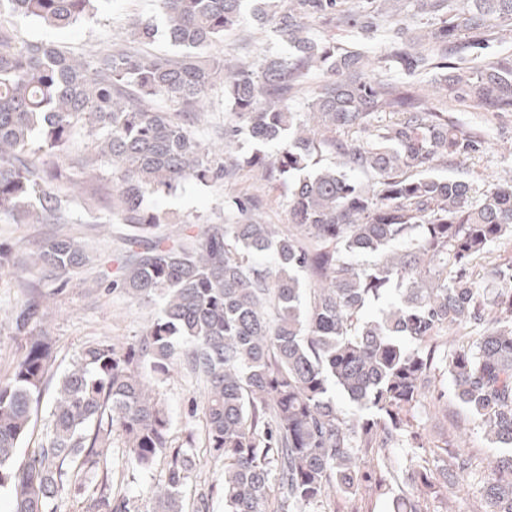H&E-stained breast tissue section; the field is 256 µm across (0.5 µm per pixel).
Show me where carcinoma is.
<instances>
[{
  "label": "carcinoma",
  "mask_w": 512,
  "mask_h": 512,
  "mask_svg": "<svg viewBox=\"0 0 512 512\" xmlns=\"http://www.w3.org/2000/svg\"><path fill=\"white\" fill-rule=\"evenodd\" d=\"M102 2L0 0V221L61 223L73 199L63 158L86 134L112 165L107 206L88 220L125 227L111 288L158 311L138 341L91 342L57 376L52 338L34 334L44 301L28 284L12 313L28 340L0 382V490L11 512H52L66 485L90 493L86 512H131L113 481L114 432L128 465L149 471L164 458L154 512H184L194 441L172 446L156 392L177 363L204 386L202 434L224 461V512H336L338 493L352 512H373L390 485L400 488V512H432L438 474L480 484L473 512H512V258L493 250L512 240V183L481 189L434 174L438 162L480 152L482 133L462 130L450 108H430L411 85L362 76L365 51L311 36V19L377 31L378 12L345 0H157L177 57L144 50L158 32L153 16L129 25L134 45L89 56L20 40L3 24L21 17L67 29ZM413 6L436 27L422 39L393 26L384 60L435 74L456 103L512 112V59L456 63L512 25V0ZM247 14L273 25L287 56L232 68L208 53ZM314 69L326 79L303 116L288 96ZM217 85L229 105L224 145L237 148L222 161L196 134L199 106ZM325 154L340 163L320 165ZM244 168L269 183L288 179V231L254 218L258 198L239 197L232 224L158 232L168 218L147 197ZM87 263L83 241L59 232L26 260L0 250V271L30 266L63 281ZM484 263L499 283L492 296L477 280ZM438 372L452 387L438 389L433 407L451 396L470 412L504 450L491 468L476 470L472 456L424 434L422 389ZM54 378L46 440L17 468ZM341 398L360 415L348 416ZM211 501V490L195 489L192 512H210Z\"/></svg>",
  "instance_id": "1"
}]
</instances>
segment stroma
<instances>
[{"label":"stroma","instance_id":"stroma-1","mask_svg":"<svg viewBox=\"0 0 512 512\" xmlns=\"http://www.w3.org/2000/svg\"><path fill=\"white\" fill-rule=\"evenodd\" d=\"M374 6L384 12L387 24L367 41L364 75L397 84L409 82L419 93L438 99L439 88L432 76L411 78L403 70L389 68L382 63L389 24L398 22L412 31L421 32L431 30V22L415 15L410 0H401L399 10L395 12L391 11L388 0H375ZM157 13V0H106L93 18L65 30L49 29L28 19L12 20L11 25L19 39L52 42L79 55L103 47L110 39L126 37L130 22ZM209 51L231 66L239 63L255 66L266 56L285 54L286 44L272 26H260L247 18L232 33L210 46ZM458 119L463 127L481 129L486 140L485 149L479 157L451 159L440 164L438 174L468 179L482 188L512 183V112L492 115L469 110L459 113ZM81 178L84 193L71 206L64 224L59 225L58 230L85 241L93 254V262L64 282L42 277L40 272L34 270L0 271V381L9 376L11 362L20 350L21 339L14 334L9 314L23 298L27 283H38L46 297L48 317L44 327L53 338L56 356L54 368L59 372L70 367L80 350L91 341L108 339L135 342L156 314L153 305L109 289L108 284L116 271L114 257L120 244L117 230L101 224H88L83 220L86 208L94 205L99 198L98 187L111 181V165L99 162L85 169ZM240 195L258 197L261 207L255 217L261 223L282 228L288 226L287 182L268 184L258 172L246 168L206 185L188 182L176 194L149 199L148 205L170 214L171 223L162 227L163 232L170 233L185 224L201 226L230 222L235 215L231 202ZM159 390L173 419L175 444L184 443L192 435L197 438L195 451L198 464L192 474V483L212 487V512H224V465L213 459L203 441H200L201 422L190 415L193 405L202 404L203 389L186 370L177 366L160 383ZM419 421L429 437L444 436L451 444L468 449L478 466H487L499 454L498 449L492 448L484 440L471 414L456 402H449L447 419L437 420L423 415ZM117 478L123 482L132 499L133 512H153L156 495L163 485V464H156L148 472L121 466L117 469Z\"/></svg>","mask_w":512,"mask_h":512}]
</instances>
